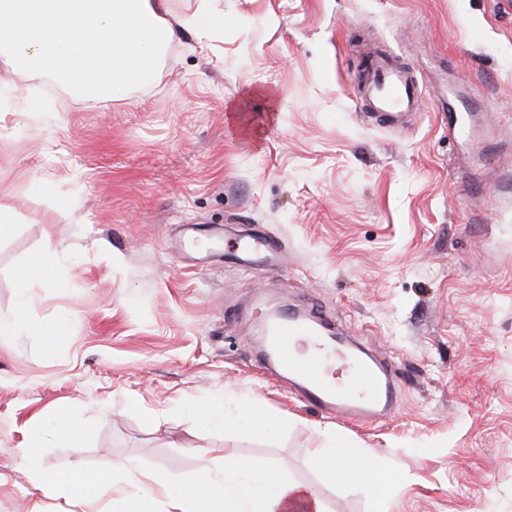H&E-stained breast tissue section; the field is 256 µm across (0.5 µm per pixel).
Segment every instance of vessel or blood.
I'll list each match as a JSON object with an SVG mask.
<instances>
[{"label":"vessel or blood","instance_id":"vessel-or-blood-1","mask_svg":"<svg viewBox=\"0 0 512 512\" xmlns=\"http://www.w3.org/2000/svg\"><path fill=\"white\" fill-rule=\"evenodd\" d=\"M424 97L413 66L395 53L372 60L362 78L359 107L376 125L405 126L418 112ZM474 99L460 93L441 106L448 123V138H465V112ZM238 248L243 259H270L279 251L277 243L253 236ZM297 339L310 345L321 359V371L307 370L289 356L286 342ZM264 367H275L286 376L291 390L307 405L341 414L357 424H369L391 416L397 408V384L383 362L367 351L349 347L337 328L322 312L288 313L270 319L264 330Z\"/></svg>","mask_w":512,"mask_h":512}]
</instances>
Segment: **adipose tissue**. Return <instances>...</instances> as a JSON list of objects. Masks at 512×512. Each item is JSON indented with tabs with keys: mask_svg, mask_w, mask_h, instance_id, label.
Instances as JSON below:
<instances>
[{
	"mask_svg": "<svg viewBox=\"0 0 512 512\" xmlns=\"http://www.w3.org/2000/svg\"><path fill=\"white\" fill-rule=\"evenodd\" d=\"M170 15L169 0H0V62L50 73L94 103L121 100L155 79L180 31H220L226 22L209 0L178 20ZM223 459L219 473L167 483V512H285L295 495L325 512L318 490L269 464L229 452ZM314 460L332 483L363 481L385 492L373 453L335 440L321 444Z\"/></svg>",
	"mask_w": 512,
	"mask_h": 512,
	"instance_id": "1",
	"label": "adipose tissue"
}]
</instances>
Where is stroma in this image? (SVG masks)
Returning <instances> with one entry per match:
<instances>
[{
    "label": "stroma",
    "mask_w": 512,
    "mask_h": 512,
    "mask_svg": "<svg viewBox=\"0 0 512 512\" xmlns=\"http://www.w3.org/2000/svg\"><path fill=\"white\" fill-rule=\"evenodd\" d=\"M223 32H184L150 84L95 106L44 72L0 65V512H84L41 493L35 428L60 476L128 460L174 482L215 448L321 488L326 512H512V0H212ZM402 51L425 89L407 128L367 122L349 37ZM478 98L465 151L438 112ZM64 212L55 220L53 207ZM202 257L171 251L186 229ZM247 234L277 263L238 264ZM53 275L19 283L37 254ZM319 308L394 366L398 406L370 425L307 406L253 366L269 316ZM64 320V335L38 327ZM255 402L268 433L188 415ZM379 454L388 492L324 486L327 436ZM30 310V300L26 295V291H21V298L12 320L0 321V335L12 333L18 328L28 324V314ZM47 431V428L45 430L35 431L32 436L31 444L28 448H21V455L28 465L34 467V470L37 473V482L39 483V486L53 490L54 488H57L61 482L56 473L42 465V435L47 433Z\"/></svg>",
    "instance_id": "35a3bbf8"
}]
</instances>
